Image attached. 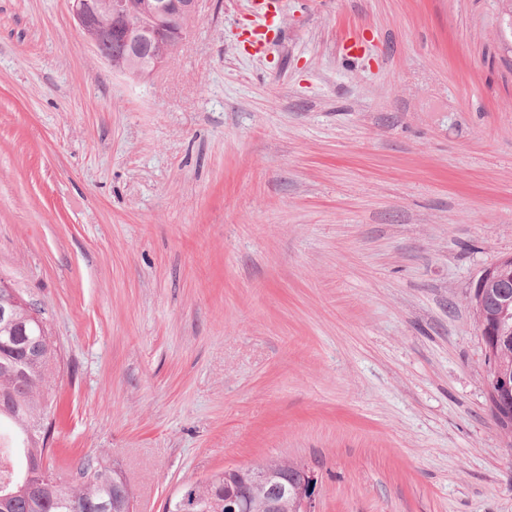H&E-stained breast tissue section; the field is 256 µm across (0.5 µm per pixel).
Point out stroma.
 I'll use <instances>...</instances> for the list:
<instances>
[{
    "label": "stroma",
    "mask_w": 512,
    "mask_h": 512,
    "mask_svg": "<svg viewBox=\"0 0 512 512\" xmlns=\"http://www.w3.org/2000/svg\"><path fill=\"white\" fill-rule=\"evenodd\" d=\"M202 0L113 73L69 0H0V276L59 350L57 463L136 512L270 459L315 512H512L472 308L512 256L499 0Z\"/></svg>",
    "instance_id": "obj_1"
}]
</instances>
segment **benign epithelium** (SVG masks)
I'll return each instance as SVG.
<instances>
[{
	"label": "benign epithelium",
	"mask_w": 512,
	"mask_h": 512,
	"mask_svg": "<svg viewBox=\"0 0 512 512\" xmlns=\"http://www.w3.org/2000/svg\"><path fill=\"white\" fill-rule=\"evenodd\" d=\"M201 0H70L74 19L98 56L113 71L140 80L168 63L174 48L183 43L199 13ZM114 42L122 56L146 58L142 67L128 68L118 58L101 52ZM502 259L486 270L476 291L512 288V274ZM317 481L300 464L249 471L243 480L224 483V512H314Z\"/></svg>",
	"instance_id": "benign-epithelium-1"
}]
</instances>
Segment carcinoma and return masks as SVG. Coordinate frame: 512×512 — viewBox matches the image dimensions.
I'll return each instance as SVG.
<instances>
[{"instance_id": "1", "label": "carcinoma", "mask_w": 512, "mask_h": 512, "mask_svg": "<svg viewBox=\"0 0 512 512\" xmlns=\"http://www.w3.org/2000/svg\"><path fill=\"white\" fill-rule=\"evenodd\" d=\"M498 289L485 290L477 319L489 323L499 312ZM41 312L33 307L18 309L16 319L0 320V423L10 433H0V463L9 468L0 477V512H129L134 494L112 468L110 459L88 454L81 459L78 481L64 483L57 476L42 477L30 471L33 461H45L49 426L45 425L49 385L54 379L58 350L53 336L37 325ZM489 377L512 378V320L488 360ZM224 472L187 485L169 512H224Z\"/></svg>"}]
</instances>
